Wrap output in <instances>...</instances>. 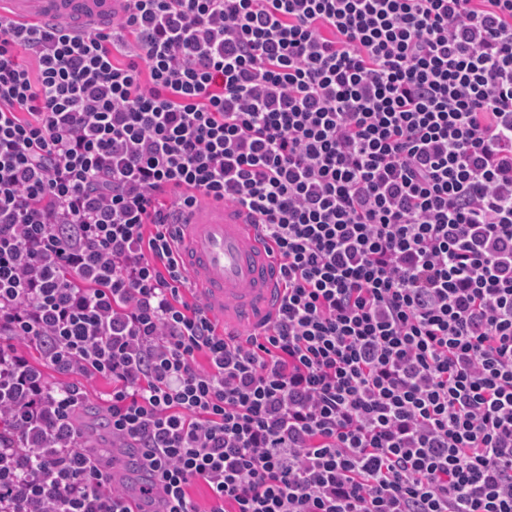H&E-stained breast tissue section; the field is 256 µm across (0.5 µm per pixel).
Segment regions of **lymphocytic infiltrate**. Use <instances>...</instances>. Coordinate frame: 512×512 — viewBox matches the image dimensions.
I'll return each mask as SVG.
<instances>
[{
  "instance_id": "1",
  "label": "lymphocytic infiltrate",
  "mask_w": 512,
  "mask_h": 512,
  "mask_svg": "<svg viewBox=\"0 0 512 512\" xmlns=\"http://www.w3.org/2000/svg\"><path fill=\"white\" fill-rule=\"evenodd\" d=\"M203 200L279 262L263 333L183 297ZM0 512H512V0L0 18ZM88 390V400L86 408L80 413V421L93 436L90 444L96 446H105L100 438L107 435V427L102 424L101 413L99 409L101 402L99 396L111 389V386L103 379L92 378L83 381ZM139 449L136 448H116L112 457V472L116 475H123L125 479H136L137 482H144L150 478L146 471H140L136 465Z\"/></svg>"
}]
</instances>
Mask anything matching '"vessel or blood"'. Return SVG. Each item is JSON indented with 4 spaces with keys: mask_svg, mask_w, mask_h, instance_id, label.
I'll return each mask as SVG.
<instances>
[{
    "mask_svg": "<svg viewBox=\"0 0 512 512\" xmlns=\"http://www.w3.org/2000/svg\"><path fill=\"white\" fill-rule=\"evenodd\" d=\"M121 0H0V16L48 24L68 18L77 25L111 19ZM183 231L180 261L191 270L194 286L211 313L224 321L225 333L261 332L273 317L283 292L278 264L247 212L231 204L205 202L178 211ZM138 449L118 448L112 472L139 482Z\"/></svg>",
    "mask_w": 512,
    "mask_h": 512,
    "instance_id": "vessel-or-blood-1",
    "label": "vessel or blood"
}]
</instances>
